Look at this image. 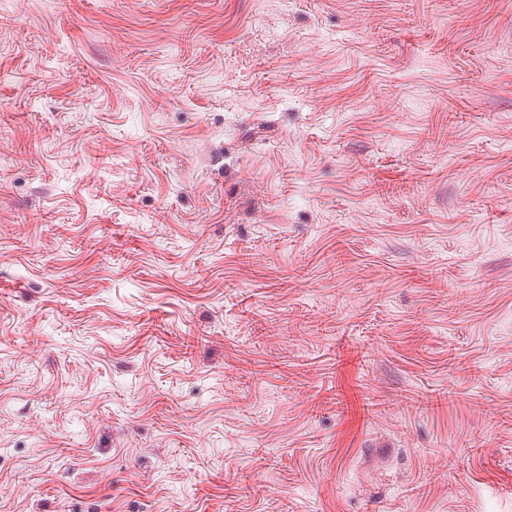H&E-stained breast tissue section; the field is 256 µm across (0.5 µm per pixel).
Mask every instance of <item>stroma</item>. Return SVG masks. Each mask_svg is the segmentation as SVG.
Returning <instances> with one entry per match:
<instances>
[{
  "mask_svg": "<svg viewBox=\"0 0 512 512\" xmlns=\"http://www.w3.org/2000/svg\"><path fill=\"white\" fill-rule=\"evenodd\" d=\"M0 512H512V0H0Z\"/></svg>",
  "mask_w": 512,
  "mask_h": 512,
  "instance_id": "35a3bbf8",
  "label": "stroma"
}]
</instances>
